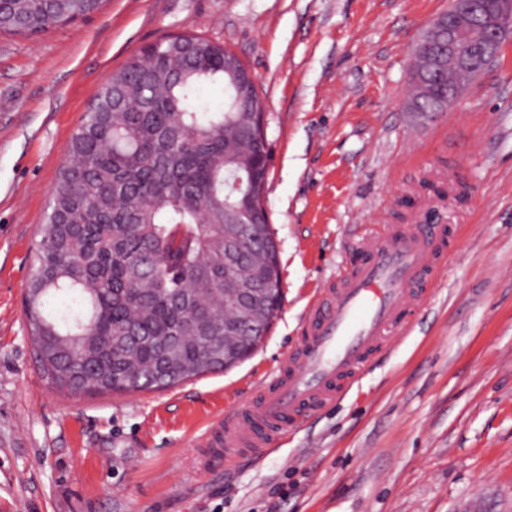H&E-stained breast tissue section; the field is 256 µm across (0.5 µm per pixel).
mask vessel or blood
<instances>
[{"mask_svg": "<svg viewBox=\"0 0 512 512\" xmlns=\"http://www.w3.org/2000/svg\"><path fill=\"white\" fill-rule=\"evenodd\" d=\"M451 225H392L359 243L362 258L326 283L300 345L257 395L221 419L206 443L225 462L264 454L301 418L348 392L372 359L410 324L427 286L448 259Z\"/></svg>", "mask_w": 512, "mask_h": 512, "instance_id": "b4317fda", "label": "vessel or blood"}]
</instances>
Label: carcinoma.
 Listing matches in <instances>:
<instances>
[{
  "mask_svg": "<svg viewBox=\"0 0 512 512\" xmlns=\"http://www.w3.org/2000/svg\"><path fill=\"white\" fill-rule=\"evenodd\" d=\"M104 0H3L0 34L34 36L98 11ZM411 112L448 111V89L467 85L413 56ZM246 66L197 34L163 36L101 84L72 134L54 185L24 295L40 371L71 395L164 390L247 359L283 303L248 313L224 300V217L230 205L256 214L262 235L238 261L278 274L277 243L263 199L269 148L257 128L258 88L238 93ZM220 85L224 102L199 110L197 96ZM241 174L235 189L225 173ZM144 337L138 347L122 337ZM179 336L163 357L160 340Z\"/></svg>",
  "mask_w": 512,
  "mask_h": 512,
  "instance_id": "cac0c4a2",
  "label": "carcinoma"
}]
</instances>
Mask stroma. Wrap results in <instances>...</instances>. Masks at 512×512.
<instances>
[{
	"mask_svg": "<svg viewBox=\"0 0 512 512\" xmlns=\"http://www.w3.org/2000/svg\"><path fill=\"white\" fill-rule=\"evenodd\" d=\"M450 0H107L0 35V512H512V39L442 115L407 108L414 47ZM257 78L284 302L233 369L73 396L35 360L24 292L71 136L104 79L162 36ZM454 254L412 325L336 405L262 458L200 444L301 340L361 238L427 215Z\"/></svg>",
	"mask_w": 512,
	"mask_h": 512,
	"instance_id": "obj_1",
	"label": "stroma"
}]
</instances>
